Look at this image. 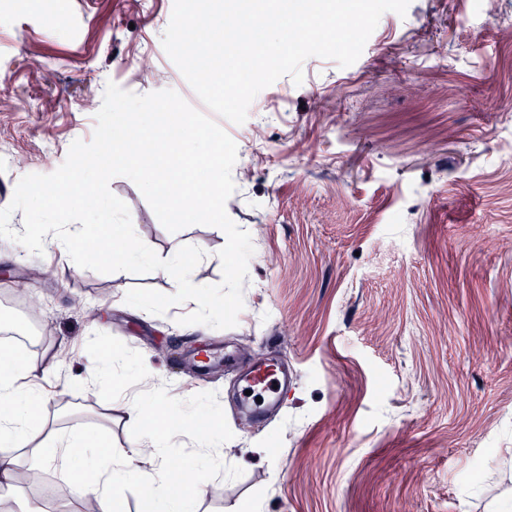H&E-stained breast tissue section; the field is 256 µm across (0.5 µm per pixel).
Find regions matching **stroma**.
<instances>
[{
  "label": "stroma",
  "mask_w": 512,
  "mask_h": 512,
  "mask_svg": "<svg viewBox=\"0 0 512 512\" xmlns=\"http://www.w3.org/2000/svg\"><path fill=\"white\" fill-rule=\"evenodd\" d=\"M172 8L67 0L56 22L0 0V208L92 140L107 82L200 106L162 46ZM302 71L223 124L237 145L226 212L254 245L235 327L179 325L189 302L126 303L134 288L173 294L160 272L75 269L0 238V298L17 320L36 303L47 338L16 351L56 356L35 413L102 449L148 432L103 420L109 404L160 393L212 415L234 442L195 512H492L512 493V0H411L351 66L311 57ZM110 189L161 258L207 246L191 280L220 282L222 230L169 232L130 179ZM113 350L115 387L77 381ZM228 354L286 357L275 411L242 413ZM92 480L57 468L19 489L67 503Z\"/></svg>",
  "instance_id": "obj_1"
}]
</instances>
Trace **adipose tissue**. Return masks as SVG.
<instances>
[{"label":"adipose tissue","instance_id":"adipose-tissue-1","mask_svg":"<svg viewBox=\"0 0 512 512\" xmlns=\"http://www.w3.org/2000/svg\"><path fill=\"white\" fill-rule=\"evenodd\" d=\"M56 366L55 356L33 360L7 353L0 356V502L16 500L14 484L16 469L25 459H35L43 467L56 465L94 466L95 477L89 486L79 488V496L91 497L102 512H110L116 499L114 489L127 477L141 476L144 469L165 475L170 462L165 449L136 444L128 449L93 448L87 438H73L56 428L54 420L35 418L34 408L45 396L43 381ZM123 422L142 423L161 415L176 424H188L199 439L203 468L220 471L224 468V432L210 418L185 422L179 410L153 400L124 403L116 408Z\"/></svg>","mask_w":512,"mask_h":512}]
</instances>
